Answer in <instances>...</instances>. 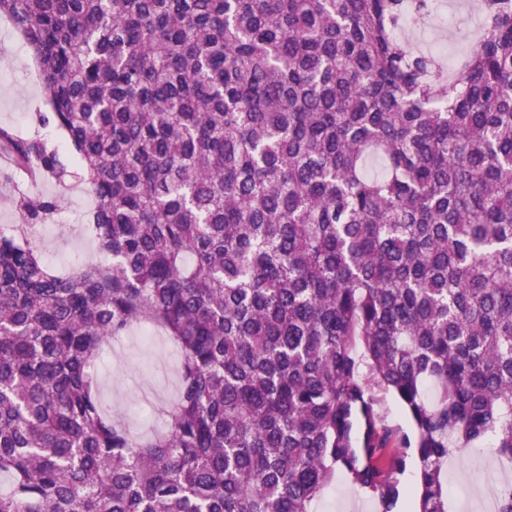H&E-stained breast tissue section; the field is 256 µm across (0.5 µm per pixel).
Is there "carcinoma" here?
<instances>
[{
    "label": "carcinoma",
    "instance_id": "obj_1",
    "mask_svg": "<svg viewBox=\"0 0 512 512\" xmlns=\"http://www.w3.org/2000/svg\"><path fill=\"white\" fill-rule=\"evenodd\" d=\"M477 2L446 71L396 36L428 0H0L111 258L0 234V512H312L338 473L395 512L373 386L418 512L457 452L512 463V0ZM0 152L64 181L42 140ZM137 323L181 361L152 437L94 370ZM374 394L377 400L376 410L379 420L392 434L390 447L387 449V458L398 455L402 450L403 437L412 432L411 422L403 407L390 392L375 387Z\"/></svg>",
    "mask_w": 512,
    "mask_h": 512
}]
</instances>
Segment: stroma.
<instances>
[{
	"mask_svg": "<svg viewBox=\"0 0 512 512\" xmlns=\"http://www.w3.org/2000/svg\"><path fill=\"white\" fill-rule=\"evenodd\" d=\"M456 8L454 25L442 27L436 18L407 26L402 35L416 49L443 58L445 51L464 52L468 40L462 29L472 27L477 16L474 0H450ZM0 126L10 128L20 138H42L58 147L69 174L64 182L45 178L37 186L24 189L16 182L0 178V226L24 223L17 205L20 193L53 197L58 208L50 222L51 235L38 238L37 245L45 262L63 271L72 262L98 263L102 257L95 242L85 231L91 219L94 199L81 184L77 164L66 141L50 118L45 92L36 74L31 49L15 31L9 19L0 17ZM143 326L137 325L112 342L97 363L98 379L107 384L105 404L115 412L127 413L136 408L154 412L162 402L171 400L179 373L178 358L159 329H152V341H142ZM377 413L381 424L391 433L388 455L401 451V441L411 434L412 425L397 399L384 390H376ZM512 474L491 452L461 451L448 463V478L454 492L452 512H481L482 495ZM312 512H374L365 496L344 476L336 478L313 503Z\"/></svg>",
	"mask_w": 512,
	"mask_h": 512,
	"instance_id": "35a3bbf8",
	"label": "stroma"
}]
</instances>
